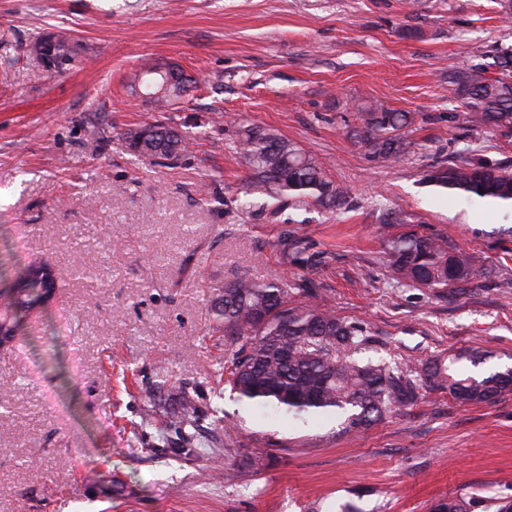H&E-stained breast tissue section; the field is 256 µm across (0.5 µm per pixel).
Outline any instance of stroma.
<instances>
[{"label": "stroma", "mask_w": 512, "mask_h": 512, "mask_svg": "<svg viewBox=\"0 0 512 512\" xmlns=\"http://www.w3.org/2000/svg\"><path fill=\"white\" fill-rule=\"evenodd\" d=\"M497 0H0V290L44 261L60 288L0 348V512H430L512 498V395L414 405L345 431L219 389L237 348L206 308L225 281H287L289 300L361 324L362 360L414 368L480 349L512 367V209L448 197L437 163L512 167V138L473 128L448 89L472 47L512 45ZM65 32L55 70L26 53ZM148 59L192 84L166 109L132 91ZM416 113L393 165L350 142L352 105ZM163 121L180 159L135 156L125 133ZM297 142L347 188V209H241L235 130ZM399 208L408 224H386ZM446 238L484 274L464 288L398 283L383 242ZM112 243L111 250L101 241ZM198 412L189 436L184 395Z\"/></svg>", "instance_id": "stroma-1"}]
</instances>
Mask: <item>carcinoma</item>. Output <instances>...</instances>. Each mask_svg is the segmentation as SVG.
<instances>
[{
    "mask_svg": "<svg viewBox=\"0 0 512 512\" xmlns=\"http://www.w3.org/2000/svg\"><path fill=\"white\" fill-rule=\"evenodd\" d=\"M29 55L57 69L71 61L73 46L63 34L29 44ZM480 62L448 73V84L466 109L475 128L493 127L512 133V48L496 49L493 62ZM497 75H491L489 67ZM173 83L155 100L164 103L179 94L182 75L170 69ZM355 121L347 138L365 148L379 164L398 163L409 146L407 133L416 121L411 112L392 110L377 101L353 107ZM137 156L176 159L190 145L187 137L163 123L145 124L126 133ZM236 148L248 170L242 207L257 199L275 208L284 204L318 205L342 209L348 191L335 184L318 158L298 143L261 126L236 130ZM426 181L467 200L490 199L512 205V170L484 159L450 167L438 166ZM394 278L423 288L460 286L481 275L471 257L448 245L406 232L387 239L384 246ZM58 288L54 271L30 265L19 273L9 292L11 316L1 342H10L24 318ZM288 281L258 282L237 276L224 283L207 307L206 315L224 335L242 341L233 354L228 382L242 400L274 405L287 413L331 414L343 418L344 429H364L394 407L414 404L421 387L444 390L463 404L491 402L512 393V369L488 376L454 374L440 360L422 371L397 364L361 361L355 357L366 341L363 329L313 303L288 305ZM475 497L439 500L431 512H471Z\"/></svg>",
    "mask_w": 512,
    "mask_h": 512,
    "instance_id": "obj_1",
    "label": "carcinoma"
}]
</instances>
